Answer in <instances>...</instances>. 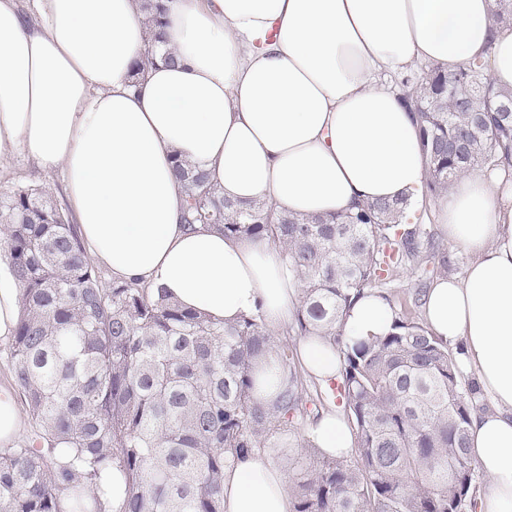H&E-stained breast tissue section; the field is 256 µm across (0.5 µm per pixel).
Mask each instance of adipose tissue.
I'll return each instance as SVG.
<instances>
[{"label":"adipose tissue","instance_id":"adipose-tissue-1","mask_svg":"<svg viewBox=\"0 0 512 512\" xmlns=\"http://www.w3.org/2000/svg\"><path fill=\"white\" fill-rule=\"evenodd\" d=\"M30 2L34 26L21 0H0V159L21 149L61 169L80 235L114 278L163 286L216 320L257 311L284 327L299 285L267 240L182 224L175 158L203 168L225 198L281 212L411 201L426 158L402 91L384 75L474 62L512 89V28L492 22L493 0H168L166 38L179 60L136 84L130 67L146 43L137 0ZM437 221L470 261L464 277L428 288L423 316L491 404L469 429L486 477L479 512H512V169L456 180ZM20 294L0 261V340L15 333ZM392 317L367 293L345 332L382 335ZM299 353L321 385L339 380L332 345L308 336ZM308 431L330 457L355 444L338 409ZM24 434L14 391L0 383V449ZM224 512H294L286 472L261 451L225 469Z\"/></svg>","mask_w":512,"mask_h":512}]
</instances>
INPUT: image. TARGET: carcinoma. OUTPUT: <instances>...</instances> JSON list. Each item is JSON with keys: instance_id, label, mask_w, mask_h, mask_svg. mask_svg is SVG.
<instances>
[{"instance_id": "1", "label": "carcinoma", "mask_w": 512, "mask_h": 512, "mask_svg": "<svg viewBox=\"0 0 512 512\" xmlns=\"http://www.w3.org/2000/svg\"><path fill=\"white\" fill-rule=\"evenodd\" d=\"M141 9L147 46L136 76L177 61L165 48L166 0H142ZM493 22L512 25V0H498ZM401 85L426 154V195L442 198L459 177L512 163V90L496 86L484 65L452 74L429 65ZM175 174L182 223L267 238L300 283L297 335L320 336L342 357L352 459L300 438L288 455L295 512L475 509L479 476L467 436L483 406L447 343L406 304L385 336L344 332L365 292L443 250L431 240L421 255L423 231L402 223L404 201L285 215L266 202L236 207L186 161ZM0 260L22 289L9 357L40 443L0 451V512H106L101 480L114 471L127 486L119 512H224V468L275 448L273 438L307 414V379L261 315L214 321L161 288L106 279L48 189L0 193ZM268 354L288 380L270 406L252 396L254 361Z\"/></svg>"}]
</instances>
